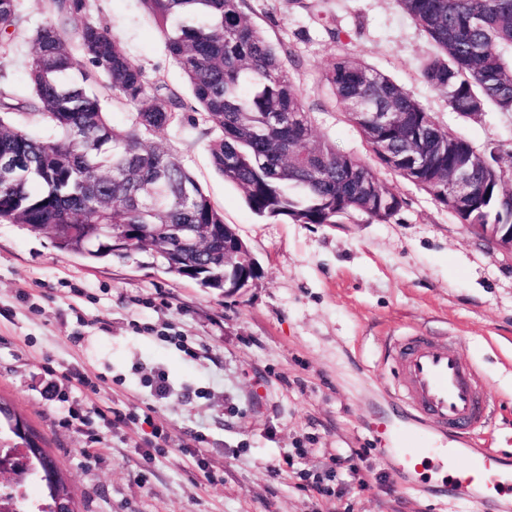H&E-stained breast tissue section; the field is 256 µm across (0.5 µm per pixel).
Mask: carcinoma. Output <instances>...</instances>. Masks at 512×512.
<instances>
[{
	"instance_id": "obj_1",
	"label": "carcinoma",
	"mask_w": 512,
	"mask_h": 512,
	"mask_svg": "<svg viewBox=\"0 0 512 512\" xmlns=\"http://www.w3.org/2000/svg\"><path fill=\"white\" fill-rule=\"evenodd\" d=\"M191 89L151 80L108 28L70 20L87 0H48L52 19L30 36V95L0 91V222L26 224L64 252L91 258L149 250L167 272L204 288L224 287V213L175 153L151 138L173 126L204 125L215 170L237 185L262 218L337 224L363 215L387 223L404 200L383 168L414 184L461 224H512V171L489 145L475 148L441 127L412 91L349 54L322 72L329 99L377 162L330 140L310 145L312 119L277 49L250 23L246 0H139ZM436 48L423 81L452 111L477 118L512 112V0H396ZM22 19L0 0V62ZM132 109L128 127L108 120L92 84ZM43 130L15 123L19 111ZM464 171L473 192L459 202L442 174ZM0 448L42 437L0 400Z\"/></svg>"
}]
</instances>
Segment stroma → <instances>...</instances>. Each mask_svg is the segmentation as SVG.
<instances>
[{"mask_svg":"<svg viewBox=\"0 0 512 512\" xmlns=\"http://www.w3.org/2000/svg\"><path fill=\"white\" fill-rule=\"evenodd\" d=\"M47 0H18L25 31L0 65V87L27 89V30ZM247 0L272 43L299 57L291 73L310 110L313 142L374 157L331 105L323 68L350 53L410 89L436 121L512 165V112L460 117L421 79L432 47L395 0ZM148 77L194 100L139 0H89ZM336 29L330 38L328 29ZM224 212L255 257L257 279L235 295L167 273L149 251L85 258L44 234L0 223V397L45 438L79 512H481L438 494L431 479L398 482L395 438L410 428L383 360L388 336L456 342L485 380L491 417L473 448L512 458V254L467 228L412 183L383 172L405 201L389 222L337 224L257 216L214 169L199 130L156 135ZM184 337L196 350L175 344ZM75 369L92 388L66 380ZM164 371L167 397H157ZM135 421L69 423L78 409ZM167 433L155 455L154 427ZM203 448L219 477L198 473Z\"/></svg>","mask_w":512,"mask_h":512,"instance_id":"stroma-1","label":"stroma"}]
</instances>
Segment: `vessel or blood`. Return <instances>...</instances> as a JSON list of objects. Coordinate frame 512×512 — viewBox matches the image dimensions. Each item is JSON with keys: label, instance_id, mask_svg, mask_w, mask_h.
<instances>
[{"label": "vessel or blood", "instance_id": "obj_1", "mask_svg": "<svg viewBox=\"0 0 512 512\" xmlns=\"http://www.w3.org/2000/svg\"><path fill=\"white\" fill-rule=\"evenodd\" d=\"M395 362L394 388L415 417L433 423L444 436L458 437L487 421L489 404L482 399L483 385L454 345L438 343L427 336H402L392 345ZM400 454L404 470H411L419 457L434 458L447 468L444 486L449 496L480 502L483 512H501V500L491 494L482 478L494 474L497 485L512 494V469L497 455L484 452L473 456L467 476L457 474V448H419L415 435H405Z\"/></svg>", "mask_w": 512, "mask_h": 512}]
</instances>
